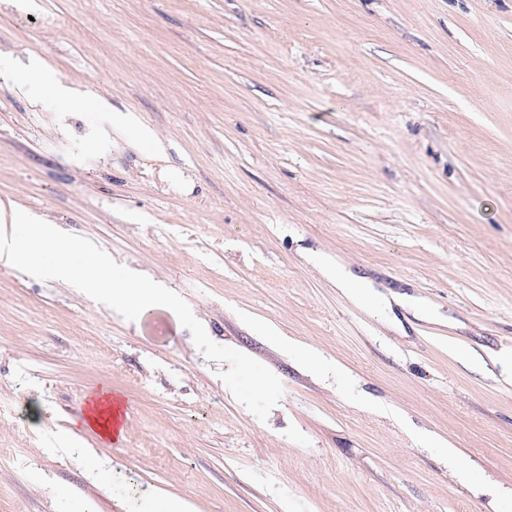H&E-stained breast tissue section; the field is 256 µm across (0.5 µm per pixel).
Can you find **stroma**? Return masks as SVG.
I'll list each match as a JSON object with an SVG mask.
<instances>
[{
  "label": "stroma",
  "instance_id": "35a3bbf8",
  "mask_svg": "<svg viewBox=\"0 0 512 512\" xmlns=\"http://www.w3.org/2000/svg\"><path fill=\"white\" fill-rule=\"evenodd\" d=\"M0 61V201L181 301L0 267V512H512V0H0ZM22 84L35 82L49 90L52 96L63 103L72 101L71 89L55 79L52 73L42 68L38 62H33L23 74H14ZM309 261L350 300L359 304L375 300L382 310L390 306L386 296L375 291L369 281L355 275L340 261L334 262L320 255L310 256ZM112 392L104 389L94 400L93 404L83 415L82 425L97 430L103 438L110 441H116L122 437L123 428H115L112 432V425H116L118 409L112 406ZM113 435H117L115 438Z\"/></svg>",
  "mask_w": 512,
  "mask_h": 512
}]
</instances>
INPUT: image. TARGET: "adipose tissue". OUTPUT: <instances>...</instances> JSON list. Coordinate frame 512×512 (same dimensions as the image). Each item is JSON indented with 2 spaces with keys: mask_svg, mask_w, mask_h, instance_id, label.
<instances>
[{
  "mask_svg": "<svg viewBox=\"0 0 512 512\" xmlns=\"http://www.w3.org/2000/svg\"><path fill=\"white\" fill-rule=\"evenodd\" d=\"M39 222V216L19 210L13 205L0 203V266L38 265L42 253L53 246L58 250L53 266L54 276L63 281L78 283L89 294L108 301L113 307L134 313L170 301V294L161 286L137 280L131 272L113 273L106 258H98L92 269L79 268L74 257L83 253L84 244L63 237L54 225H45L40 235L31 239L26 246H19L12 230L13 225ZM310 261L350 300L359 304L373 300L380 308L389 307L390 302L386 296L375 291L369 281L355 275L343 263L320 255L311 256Z\"/></svg>",
  "mask_w": 512,
  "mask_h": 512,
  "instance_id": "1",
  "label": "adipose tissue"
}]
</instances>
